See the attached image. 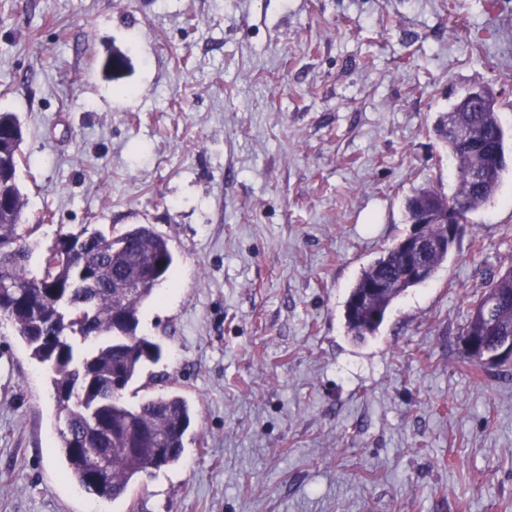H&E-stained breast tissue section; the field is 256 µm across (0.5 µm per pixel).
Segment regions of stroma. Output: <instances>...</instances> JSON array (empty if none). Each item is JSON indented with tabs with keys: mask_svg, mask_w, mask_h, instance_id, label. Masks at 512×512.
Wrapping results in <instances>:
<instances>
[{
	"mask_svg": "<svg viewBox=\"0 0 512 512\" xmlns=\"http://www.w3.org/2000/svg\"><path fill=\"white\" fill-rule=\"evenodd\" d=\"M473 87L512 131V0H0L30 264L85 227L167 236L138 328L161 380L124 399L196 411L181 463L87 495L50 372L0 317V512H512V361L472 366L460 338L512 262V150L375 336L344 317L407 200L454 191L434 126Z\"/></svg>",
	"mask_w": 512,
	"mask_h": 512,
	"instance_id": "obj_1",
	"label": "stroma"
}]
</instances>
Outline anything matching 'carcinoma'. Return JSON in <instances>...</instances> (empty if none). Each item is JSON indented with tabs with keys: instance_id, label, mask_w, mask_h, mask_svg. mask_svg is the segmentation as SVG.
I'll return each mask as SVG.
<instances>
[{
	"instance_id": "cac0c4a2",
	"label": "carcinoma",
	"mask_w": 512,
	"mask_h": 512,
	"mask_svg": "<svg viewBox=\"0 0 512 512\" xmlns=\"http://www.w3.org/2000/svg\"><path fill=\"white\" fill-rule=\"evenodd\" d=\"M485 108L466 112L456 101L437 125L457 172L448 197L428 186L407 203L409 221L427 200L450 204L460 221L495 196L506 169L505 133L496 99L484 92ZM23 130L14 112H0V149L20 148ZM20 160L9 173L12 207L0 211V315L12 324L31 357L52 370L51 383L65 429L54 451L62 455L70 478L86 493L116 500L129 484L178 463L194 413L188 400L171 390L147 396L135 406L123 392L147 365L163 357L160 341L137 334L140 308L157 296L174 264L169 239L148 224L114 235L86 230L62 235L47 251L40 270L30 268L28 233L21 224L25 205L18 180ZM428 248L424 274L403 277L404 257L395 243L364 269L350 289L345 321L353 338L376 334L396 299L431 279L447 259L439 246L443 225L424 224ZM383 285L367 304L355 299L367 283ZM491 302L487 314L478 307ZM484 339L487 346L512 339V264L499 270L488 289L474 298L461 335Z\"/></svg>"
}]
</instances>
